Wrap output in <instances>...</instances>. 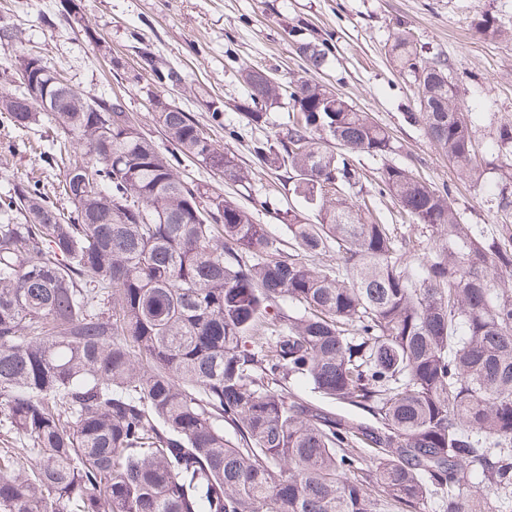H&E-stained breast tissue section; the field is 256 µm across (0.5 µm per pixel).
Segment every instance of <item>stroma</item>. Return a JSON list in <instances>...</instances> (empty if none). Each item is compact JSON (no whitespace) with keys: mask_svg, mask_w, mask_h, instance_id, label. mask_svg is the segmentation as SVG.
<instances>
[{"mask_svg":"<svg viewBox=\"0 0 512 512\" xmlns=\"http://www.w3.org/2000/svg\"><path fill=\"white\" fill-rule=\"evenodd\" d=\"M80 5L85 24L78 27L59 16V0H0V25L17 32L15 41L0 44V72L16 56L39 55L74 89L119 98L163 151L169 144L153 119L152 98L190 112L211 138L251 168L249 188L228 184L224 193L266 225L282 253H290L292 241L278 213L298 200L278 173L258 167L247 149L252 131L237 110L244 95L239 70L258 67L284 82L302 74L304 62L294 47L298 37L332 38L318 81L387 128L399 146L395 163L415 167L433 186L449 188L466 223L497 228L501 216L490 195L460 180L423 127L408 122L407 113L417 109L414 76L397 71L388 47L393 33L403 30L427 56L447 58L449 81L478 113L474 144L489 152L499 127L512 122V40L480 35L474 23L488 15L512 27V0H80ZM145 51L157 66L178 69L183 85L159 87L140 66ZM210 95L223 101L225 125L239 128L240 138H227L223 127L211 125L205 106ZM52 136L48 127L17 130L0 117V192L13 182L41 177L37 148ZM382 166L379 159L362 160V182L372 194ZM371 203L400 235L435 244L432 232L402 223L389 200L373 194Z\"/></svg>","mask_w":512,"mask_h":512,"instance_id":"obj_1","label":"stroma"}]
</instances>
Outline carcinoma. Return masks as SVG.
<instances>
[{"label":"carcinoma","instance_id":"1","mask_svg":"<svg viewBox=\"0 0 512 512\" xmlns=\"http://www.w3.org/2000/svg\"><path fill=\"white\" fill-rule=\"evenodd\" d=\"M475 28L512 37L486 18ZM296 50L304 74L286 82L242 70L239 106L271 131L250 154L314 214L282 212L286 259L252 212L180 175L187 157L226 183L252 179L191 113L152 99L166 155L118 99L57 83L48 66L29 112L25 90L0 88L14 127L55 130L40 158L63 169L71 203L61 212L38 181L0 193V434L17 443L0 452V512H375L378 492L400 512L433 495L443 512H499L512 494V295L494 284L512 271V224L490 239L448 189L387 163L378 194L441 237L414 256L362 200L360 157L395 154L393 137L312 77L331 39ZM388 53L417 83L407 120L488 187L447 59L423 61L402 31ZM141 59L156 84H182ZM494 158L507 216L512 124ZM330 251L336 266L309 263ZM291 378L363 415L291 392Z\"/></svg>","mask_w":512,"mask_h":512}]
</instances>
